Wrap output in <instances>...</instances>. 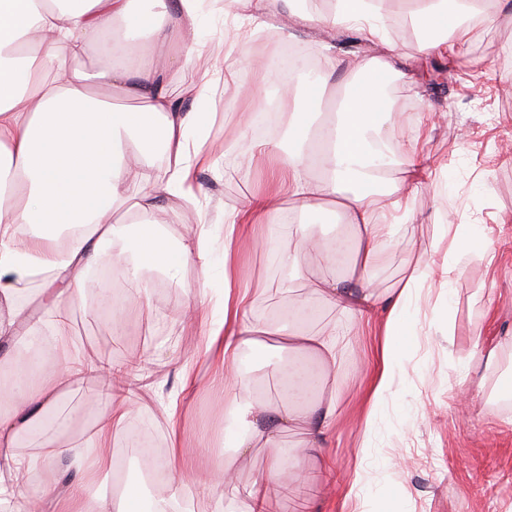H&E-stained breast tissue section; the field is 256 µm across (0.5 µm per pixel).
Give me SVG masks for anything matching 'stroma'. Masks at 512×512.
<instances>
[{
    "mask_svg": "<svg viewBox=\"0 0 512 512\" xmlns=\"http://www.w3.org/2000/svg\"><path fill=\"white\" fill-rule=\"evenodd\" d=\"M224 2L204 0L200 25L188 42L199 70L219 77L228 69L241 71L237 81L218 85L209 102L184 103L185 109L204 115L192 136L203 139L212 163L196 171V204L172 196L148 216L175 237L208 227L213 277L202 281L196 263L188 262L179 277L167 278L165 291L151 292L149 316H140L138 300H131L129 322L117 336L103 317L91 314L101 274L111 268L104 259L88 273V293L72 319L73 339L90 358L126 364L144 350L156 353L154 373L135 391L139 409L131 424L148 425L156 446L166 448L162 405L177 401L185 457L197 466L208 464L224 448V397L213 391V368L198 349L204 328L183 318L181 311L194 290L223 287L224 215L243 208L270 184L272 166L256 153L259 138L253 123L266 105L276 102L281 112L292 110L289 102L276 100L277 49L303 46L320 62L328 42L324 33L305 26L290 34L283 20L254 19L245 24L249 35L244 47L262 66L245 67ZM388 43L399 62L397 74L379 92L387 104L380 135L394 144L396 155L377 188L383 191L398 181L415 143L431 175L408 193L407 207L399 214L401 243L369 279L383 297L414 260L441 261L452 223L474 234V252L463 259L450 287L435 279L426 282L391 389L378 408H370L367 399L378 367L382 310L347 319L321 306L318 327L337 326L347 341L336 371V427L325 441L334 470L325 479L317 476L312 461L303 460L293 473L296 490L282 491L271 512H512V371H500L501 359H512V103L502 94L504 86H512V67L493 65L499 53L512 48V20L494 14L476 24L469 44L451 62L423 56L417 45L393 36ZM185 45L174 44L172 53L183 52ZM371 50L358 32L342 29L334 51L336 69L319 66L314 74H300L295 95H306L316 75L331 80L324 100L341 99L352 80L343 61ZM431 69L443 72L438 84L425 77ZM279 221L329 239L342 232L345 218L326 200L304 211L287 200ZM258 236L256 229H246L234 250L252 275L251 287L269 286L255 300L251 319L275 322L307 293L301 279L279 267L272 250L257 245ZM483 251L493 254L494 262L481 260ZM477 336L495 347V362L487 365L474 355ZM184 367L195 378L189 393L182 392L177 378ZM97 387V381L89 380L81 390L61 397L60 408L73 411L63 439L91 437L99 408L82 395ZM464 387L471 395L463 407L458 396ZM362 456L367 459L363 490L359 497L346 498Z\"/></svg>",
    "mask_w": 512,
    "mask_h": 512,
    "instance_id": "35a3bbf8",
    "label": "stroma"
}]
</instances>
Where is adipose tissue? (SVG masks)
<instances>
[{
	"label": "adipose tissue",
	"mask_w": 512,
	"mask_h": 512,
	"mask_svg": "<svg viewBox=\"0 0 512 512\" xmlns=\"http://www.w3.org/2000/svg\"><path fill=\"white\" fill-rule=\"evenodd\" d=\"M486 0H409L410 13L421 28L438 30L423 41L425 55H443L465 48L471 37L464 18L485 16ZM202 0H153L145 15L134 14L132 0H0V340L25 327L38 359L18 370L8 384L13 402L0 415V512H134V494L88 496L87 489L116 467L109 448L130 433L136 400L127 367L85 357L72 341V315L85 294L89 270L112 240L126 239L125 251L113 254L130 293L147 297L141 272L149 267L175 268L194 260L209 277L212 259L203 239L172 241L162 228L144 225L137 234L112 221L127 204L150 212L168 196L194 202L188 188L191 166L189 132L201 123L197 112L185 111L182 97L207 96L206 79L198 77L192 52L160 65L165 46L186 41L195 28ZM311 27L335 34L353 24L378 37L385 15L380 0H330L326 10L307 14ZM149 29L154 46L140 51L135 69L117 64L86 70L59 61L84 55L90 38L111 29ZM353 88L336 120L321 126L313 148L297 147L288 154L276 144L260 142L262 152L276 158L270 190L246 208L225 216L224 288L191 303L193 318L205 324L204 351L214 368L217 388L224 394L230 420L228 454L216 455L202 472L172 478L152 500L148 512H181L201 491L230 488L239 512H268L271 501L290 484L280 462L279 434L295 430L303 438L300 458L330 470L323 442L336 422L335 397L316 396L321 376L335 377L346 349L343 333L309 330L316 310L313 300L347 318L377 306L378 295L368 272L395 244L393 215L405 205L403 190L422 183L426 168L412 153L401 184L378 193L373 189L384 156L369 136L378 129L384 102L375 94V77L395 70L393 49L351 58ZM183 78V94L169 89V74ZM132 87L142 104L138 111H117L111 101L95 97L94 89ZM161 148L173 173L154 182L148 171L152 152ZM146 186L139 200L128 187ZM290 197L301 208L328 199L344 213L345 234L318 242L295 231L293 247L279 251L280 266L303 274L308 301L293 304L284 326L274 328L251 320L255 301L245 287L247 270L236 261L233 245L246 226H261L268 243H276L282 226L278 202ZM471 250V237L448 230V253L441 262L415 267L390 292V306L381 334L379 366L370 389V404L389 392L401 346L420 290L432 274L450 285L460 259ZM326 268L323 276L304 275L309 265ZM278 336L280 349L313 355L315 364L292 362L277 367L289 391L271 400L255 394L238 366L242 349L260 337ZM104 380L97 395L103 409L90 440L61 441V393L84 378ZM37 442V456L18 451L22 435ZM265 448L266 466L259 477L241 485L236 465Z\"/></svg>",
	"instance_id": "adipose-tissue-1"
}]
</instances>
